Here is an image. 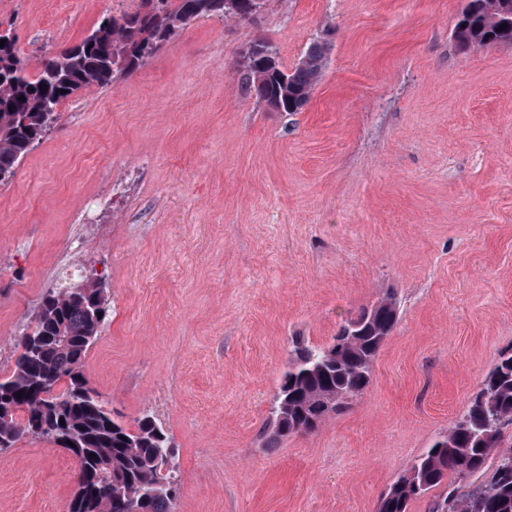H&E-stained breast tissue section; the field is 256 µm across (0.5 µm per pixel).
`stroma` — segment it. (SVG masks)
Segmentation results:
<instances>
[{
	"label": "stroma",
	"instance_id": "stroma-1",
	"mask_svg": "<svg viewBox=\"0 0 512 512\" xmlns=\"http://www.w3.org/2000/svg\"><path fill=\"white\" fill-rule=\"evenodd\" d=\"M467 0H267L202 18L111 88L78 91L0 186V374L43 294L97 274L85 372L176 447V512H377L512 348V44L460 50ZM135 0H0L30 69ZM333 31L302 111L240 89L247 43L292 69ZM394 296L372 382L263 447L291 340ZM71 454L0 453V512H66Z\"/></svg>",
	"mask_w": 512,
	"mask_h": 512
}]
</instances>
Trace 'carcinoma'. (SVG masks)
I'll return each mask as SVG.
<instances>
[{"mask_svg": "<svg viewBox=\"0 0 512 512\" xmlns=\"http://www.w3.org/2000/svg\"><path fill=\"white\" fill-rule=\"evenodd\" d=\"M203 17H225L224 0H139L135 11L104 16L78 44L45 58L33 76L17 40L1 46L0 186L57 124L73 94L105 89L133 73ZM453 37L463 49L512 44V0H467ZM267 45L262 39L248 43L240 88L257 101L276 97L281 112H298L325 67L329 45L312 41L290 72L278 62L270 72L254 59ZM108 310L106 290L86 275L44 295L19 338L11 371L0 374V451L30 435L69 451L78 473L68 512H175V465L162 474L175 447L162 423L146 412L134 425L123 424L84 373ZM398 319V302L389 295L343 319L325 346L293 340L263 447L315 432L362 395ZM502 420L512 424V349L499 354L448 431L382 494L378 512H409L412 502L442 486L446 492L432 512H512V444Z\"/></svg>", "mask_w": 512, "mask_h": 512, "instance_id": "1", "label": "carcinoma"}]
</instances>
